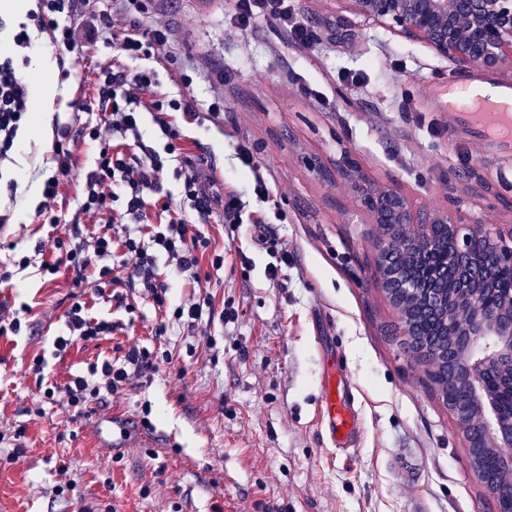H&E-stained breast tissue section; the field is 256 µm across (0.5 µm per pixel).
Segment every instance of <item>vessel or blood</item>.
<instances>
[{
  "mask_svg": "<svg viewBox=\"0 0 512 512\" xmlns=\"http://www.w3.org/2000/svg\"><path fill=\"white\" fill-rule=\"evenodd\" d=\"M450 131L461 140L484 151H495L502 161L512 160V83L501 82L491 74L473 70L448 84ZM319 419L326 426L332 444L347 448L356 430L351 400L328 382L319 408ZM97 440L120 447L136 440L150 443V430L139 429L118 414L104 417L95 428Z\"/></svg>",
  "mask_w": 512,
  "mask_h": 512,
  "instance_id": "b4317fda",
  "label": "vessel or blood"
}]
</instances>
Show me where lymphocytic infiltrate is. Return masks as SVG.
<instances>
[{
  "mask_svg": "<svg viewBox=\"0 0 512 512\" xmlns=\"http://www.w3.org/2000/svg\"><path fill=\"white\" fill-rule=\"evenodd\" d=\"M143 10L141 0H112L111 12L94 10L91 0H37L25 22L19 23L13 35L16 51L0 55V162L13 152L18 132L26 120L31 104V91L23 75L27 63L26 51L31 46L30 29L49 36L59 50L68 52L101 42H110L117 56L144 57L149 62L137 73L124 68L100 67L94 73L93 89L98 105L106 114L105 126L111 135L103 137L99 128L90 132L61 131L54 147L55 172L43 184L39 216L46 223L59 222L53 207L58 189L74 166L71 139L90 136L99 143V158L94 170L87 173L79 207L84 214L100 216L104 232L90 234L79 219L65 225L52 239L55 261L42 262L43 274H56L60 262H67L77 275L95 270L99 283L115 284L111 260L122 254L131 263L126 276L128 288L139 289L157 307L166 305V287L160 280L157 261L166 256L175 263V272L185 282L201 281L203 265L218 270L224 266V253L213 247L202 232L215 207H222L224 221H241V204L234 190L217 193L213 173L199 169L185 152V137L172 123V112L195 114L194 99L167 98L159 90L155 78L154 60L169 52L174 41V28L162 21L142 27L138 15ZM276 20L289 32L297 47L308 49L314 44V34L299 22L288 9V0H236L233 26L248 31L258 18ZM155 115L158 135L164 139L163 152L151 149L136 155L124 149L127 141L140 142L141 111ZM182 182V193L192 212L191 218L171 215L172 200L164 195L168 175ZM122 225L120 234L110 233L112 225ZM66 335L56 337L58 350L75 342H90L115 330V323L91 316L89 304L76 301L65 313ZM158 356L148 347H129L121 361L105 359L90 363L85 373L73 376L64 390L46 388L44 396L54 399L63 393L75 417L86 415L101 392L118 393L134 377L156 370Z\"/></svg>",
  "mask_w": 512,
  "mask_h": 512,
  "instance_id": "f902f5d3",
  "label": "lymphocytic infiltrate"
}]
</instances>
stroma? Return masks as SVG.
Instances as JSON below:
<instances>
[{"label":"stroma","instance_id":"1","mask_svg":"<svg viewBox=\"0 0 512 512\" xmlns=\"http://www.w3.org/2000/svg\"><path fill=\"white\" fill-rule=\"evenodd\" d=\"M296 18L318 35L300 51L276 22L246 33L230 24L233 0H150L142 25L167 17L176 49L160 74L161 89L189 91L198 110L224 95V123L177 114L192 139V159H208L237 190L245 213L266 223L228 224L212 217L204 230L224 249V267L201 287L158 266L171 304L208 292L235 311L229 322L187 330L133 296L128 306L103 302L96 281L68 268L39 272L51 259L55 227L35 207L53 174L57 132L102 121L91 73L140 59L113 58L107 48L75 51L59 80L45 133L24 128L0 177V207L14 211L7 230L28 268L0 284V314L17 317V334H0V504L9 512H496L475 473L462 429L435 392L427 364L410 353L399 315L376 275L378 226L361 207L359 188H398L438 216L456 206L468 222L512 231V164L469 149L448 133L442 100L461 68L429 48L353 12L351 0H293ZM195 73L190 88L180 77ZM227 81H218V73ZM363 73L354 84L346 73ZM256 149L258 168L236 156L239 136ZM77 166L60 186L56 210L70 221L98 144L78 140ZM353 158L357 171L344 169ZM263 177L275 200L254 193ZM281 265L277 279L267 269ZM93 316L117 323L111 335L57 352L64 313L74 299ZM164 356L157 372L102 395L80 422L44 396L31 370L45 361L49 383L65 386L87 365L123 356L132 345ZM348 385L358 411L354 453L334 448L318 420L328 371ZM133 425L150 421L152 447L120 452L95 443L99 415ZM22 442H15L17 428ZM67 465L59 473V465Z\"/></svg>","mask_w":512,"mask_h":512}]
</instances>
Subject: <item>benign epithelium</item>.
I'll return each instance as SVG.
<instances>
[{
    "instance_id": "7a95c632",
    "label": "benign epithelium",
    "mask_w": 512,
    "mask_h": 512,
    "mask_svg": "<svg viewBox=\"0 0 512 512\" xmlns=\"http://www.w3.org/2000/svg\"><path fill=\"white\" fill-rule=\"evenodd\" d=\"M354 11L366 20L393 27L409 38L420 40L461 67L498 69L512 62V0H352ZM481 17V25L469 32L470 48L462 53L447 17ZM397 202L399 224L382 227V236L374 240L378 252L381 288L390 292L399 288L421 297L419 316L445 327V334L460 346L459 365L462 381L468 388L469 404L464 407L442 397L448 411L471 438L479 429L483 438L502 451L504 464L512 469V424H504L497 402L484 386L486 372L496 370L512 384V318L494 311L473 313L469 291L473 284L489 290L499 287L500 270L512 268V233L502 234L484 224H465L453 211L433 218L415 208L398 189L386 193L385 202ZM440 222L450 240L447 264L432 278L410 277L394 280L387 270L396 267L397 256L387 240L401 238L414 247V262L427 265L433 246L432 225ZM482 243L485 256L473 258L476 243ZM470 319L464 323L463 319Z\"/></svg>"
}]
</instances>
